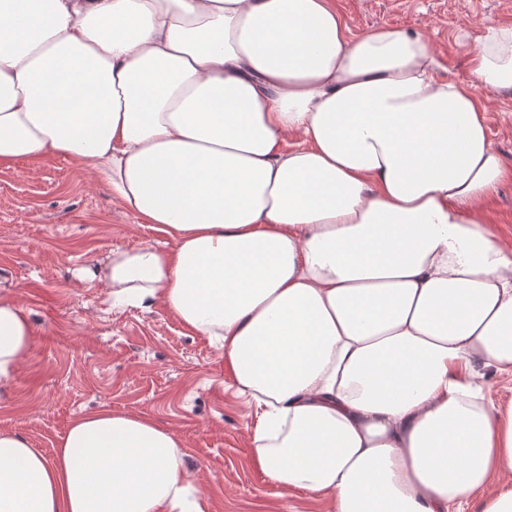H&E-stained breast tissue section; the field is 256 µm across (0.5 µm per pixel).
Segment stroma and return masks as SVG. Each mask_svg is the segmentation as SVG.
Listing matches in <instances>:
<instances>
[{"label":"stroma","instance_id":"obj_1","mask_svg":"<svg viewBox=\"0 0 512 512\" xmlns=\"http://www.w3.org/2000/svg\"><path fill=\"white\" fill-rule=\"evenodd\" d=\"M352 36L378 29L426 35L438 79L468 84L469 52L490 25L512 26V0H336ZM494 148L512 167V91L480 87ZM482 219L512 246V179ZM76 161L53 157L0 168V292L28 310L35 336L0 382V430L52 453L78 414L109 408L178 433L184 469L213 512H327L325 501L271 482L252 464L254 408L224 354L162 306L116 307L77 269L110 251L160 241Z\"/></svg>","mask_w":512,"mask_h":512}]
</instances>
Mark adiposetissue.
Here are the masks:
<instances>
[{"instance_id": "adipose-tissue-1", "label": "adipose tissue", "mask_w": 512, "mask_h": 512, "mask_svg": "<svg viewBox=\"0 0 512 512\" xmlns=\"http://www.w3.org/2000/svg\"><path fill=\"white\" fill-rule=\"evenodd\" d=\"M475 79L512 89V27ZM427 39L350 37L332 0H0V165L69 157L164 246L77 271L164 307L252 399V463L328 512H512L507 178ZM0 296V379L32 346ZM171 429L100 408L53 454L0 431V512H211ZM481 217L486 224H494L503 242L512 246V176L488 200ZM484 381V393L489 401L504 407L512 402V382L488 370Z\"/></svg>"}]
</instances>
